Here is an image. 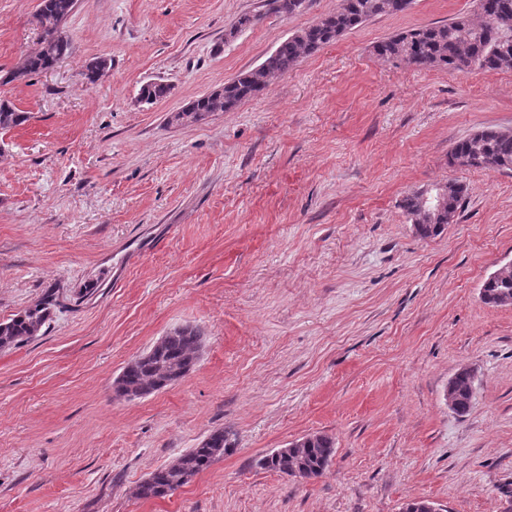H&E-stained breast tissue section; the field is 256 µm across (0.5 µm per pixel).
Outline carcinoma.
Instances as JSON below:
<instances>
[{"label":"carcinoma","mask_w":512,"mask_h":512,"mask_svg":"<svg viewBox=\"0 0 512 512\" xmlns=\"http://www.w3.org/2000/svg\"><path fill=\"white\" fill-rule=\"evenodd\" d=\"M272 10L283 17L300 11L305 0H268ZM412 0H341L336 12L292 34L263 63L248 72V77L224 84V99L202 95L176 120L198 122L213 112H226L241 102L259 95L269 83L291 70L301 55L312 53L335 41L347 31L381 15L403 12ZM75 0H41L36 16L42 29L40 47L28 54L22 64L9 72L4 82L23 80L46 72L71 50V42L61 28L72 13ZM483 21L473 24L458 16L445 24H430L397 33L375 46V52L387 61L407 60L420 67H443L453 71L499 70L512 68V0H478ZM170 86L150 82L141 88L146 103L165 98ZM27 112L0 102V130L24 125ZM469 157L474 168L494 167L512 171V131L485 128L456 142L448 157ZM465 194L464 186L448 182V207L437 220L429 217L422 192L405 196L401 206L415 224H446L455 217ZM512 290V274L485 285L483 302L495 305L503 291ZM59 304L57 291L46 290L31 307L7 321L0 322V349L19 346L40 335ZM205 343L204 333L191 326L178 327L160 337L138 359L123 369L124 382L154 391L166 388L190 374L196 367ZM447 396L456 406V414L466 415L474 399V380L469 369L459 370L448 387ZM236 434L226 428L213 430L196 448L179 456L172 464L155 470L137 488L143 499L165 497L206 471L216 460L234 451ZM335 454L332 437L313 434L295 448L268 454L259 464L286 476L310 480L324 475Z\"/></svg>","instance_id":"obj_1"}]
</instances>
